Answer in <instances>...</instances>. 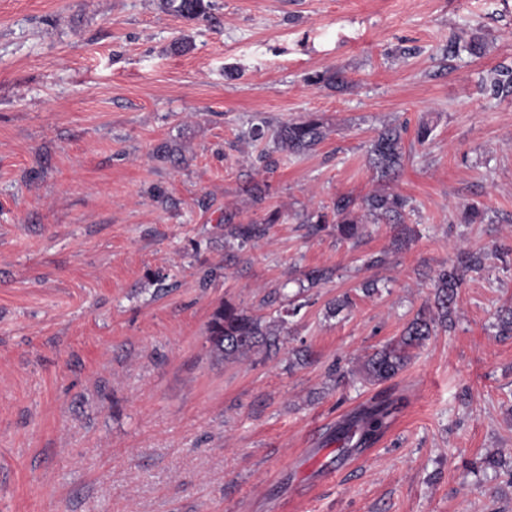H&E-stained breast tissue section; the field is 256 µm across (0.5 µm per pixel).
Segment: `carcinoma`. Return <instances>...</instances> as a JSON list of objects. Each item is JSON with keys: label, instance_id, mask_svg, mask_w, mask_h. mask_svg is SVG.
<instances>
[{"label": "carcinoma", "instance_id": "carcinoma-1", "mask_svg": "<svg viewBox=\"0 0 512 512\" xmlns=\"http://www.w3.org/2000/svg\"><path fill=\"white\" fill-rule=\"evenodd\" d=\"M158 7L173 12L186 20H195L206 15L210 8L207 0H158ZM310 82L322 84L338 91L349 87L346 73L340 69H327L310 77ZM485 88L493 94L512 93V69L494 72L486 79ZM407 133L405 125H391L381 129L367 147L368 161L379 180H393L403 166V140ZM254 141L269 140L271 147L264 156L282 152L291 156L305 154L318 146L325 138L324 123L309 115L298 120L281 124L273 133H267V125L251 126L247 132ZM409 200L394 192L377 190L358 200L351 195L336 197L329 208L307 212L303 223L311 225V230L320 232L326 225H335L336 237L342 241L357 242L367 235L366 218L388 224H403L408 215ZM283 214L278 209H269L263 218L250 224H236L233 215H224L228 235L239 241L240 246L256 242L265 236L267 225L277 224ZM482 268V254L461 250L457 260L444 267L435 276L436 288L433 305L421 309L408 323L403 335L395 344L386 345L369 355L361 366L363 380L367 383L387 381L395 377L405 366L406 349L421 345L431 336L437 324L445 325L453 312L457 289L463 283L464 274ZM286 316H277L268 321L248 314L245 310L224 303L216 309L208 324V334L214 351L224 355V359H237L256 347H261L270 355L279 349L282 332L287 318L297 313V308L285 310ZM393 412L392 404L373 400L357 407L336 426L330 441L343 448H370L383 435L388 427V419Z\"/></svg>", "mask_w": 512, "mask_h": 512}]
</instances>
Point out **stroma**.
I'll list each match as a JSON object with an SVG mask.
<instances>
[{"label":"stroma","mask_w":512,"mask_h":512,"mask_svg":"<svg viewBox=\"0 0 512 512\" xmlns=\"http://www.w3.org/2000/svg\"><path fill=\"white\" fill-rule=\"evenodd\" d=\"M211 2L189 21L158 0H0V512H512V95L481 88L512 67V0ZM475 36L482 55H449ZM329 68L351 87L309 83ZM310 113L326 137L307 154L246 136ZM392 123L409 243L383 223L309 234L302 213L383 186L366 147ZM469 202L483 223L459 222ZM268 207L265 237L226 236L225 213ZM461 248L484 268L453 328L364 383ZM314 268L334 275L310 289ZM298 293L278 354L213 353L219 306L267 320ZM374 398L397 405L379 441L331 443Z\"/></svg>","instance_id":"obj_1"}]
</instances>
